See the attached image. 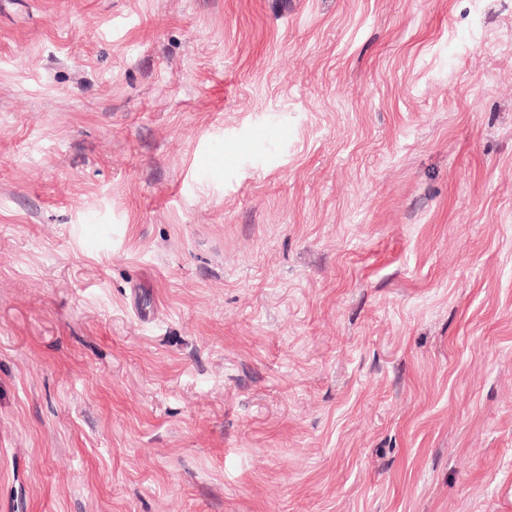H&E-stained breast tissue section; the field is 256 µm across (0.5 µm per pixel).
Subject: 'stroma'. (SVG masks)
<instances>
[{
  "instance_id": "obj_1",
  "label": "stroma",
  "mask_w": 512,
  "mask_h": 512,
  "mask_svg": "<svg viewBox=\"0 0 512 512\" xmlns=\"http://www.w3.org/2000/svg\"><path fill=\"white\" fill-rule=\"evenodd\" d=\"M0 512H512V0H0Z\"/></svg>"
}]
</instances>
